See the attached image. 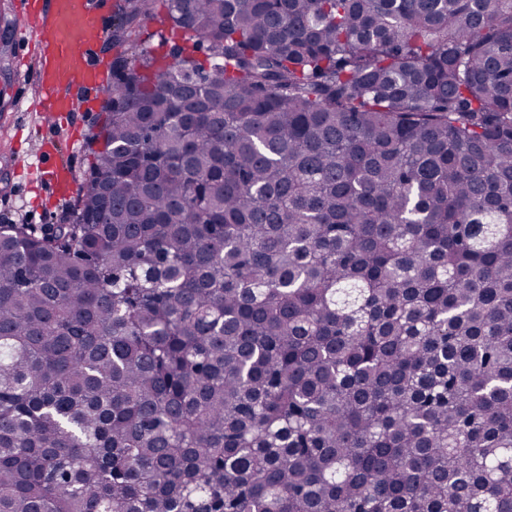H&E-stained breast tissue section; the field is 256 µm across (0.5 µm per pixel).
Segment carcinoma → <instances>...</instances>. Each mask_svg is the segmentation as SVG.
I'll list each match as a JSON object with an SVG mask.
<instances>
[{
    "label": "carcinoma",
    "mask_w": 512,
    "mask_h": 512,
    "mask_svg": "<svg viewBox=\"0 0 512 512\" xmlns=\"http://www.w3.org/2000/svg\"><path fill=\"white\" fill-rule=\"evenodd\" d=\"M108 41L70 222L0 224V512H512V0Z\"/></svg>",
    "instance_id": "1"
}]
</instances>
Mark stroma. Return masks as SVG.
Wrapping results in <instances>:
<instances>
[{
    "label": "stroma",
    "mask_w": 512,
    "mask_h": 512,
    "mask_svg": "<svg viewBox=\"0 0 512 512\" xmlns=\"http://www.w3.org/2000/svg\"><path fill=\"white\" fill-rule=\"evenodd\" d=\"M27 25L13 0H0V29H8L11 45L9 78L0 85V224L44 228L66 220L71 186L91 162L86 138L102 107L61 116L53 127L44 123L36 84L39 58L19 40Z\"/></svg>",
    "instance_id": "stroma-1"
}]
</instances>
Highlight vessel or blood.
<instances>
[{"mask_svg":"<svg viewBox=\"0 0 512 512\" xmlns=\"http://www.w3.org/2000/svg\"><path fill=\"white\" fill-rule=\"evenodd\" d=\"M103 0H15V9L34 21L29 43L40 52L36 80L55 113L90 106L106 87L99 57L107 16Z\"/></svg>","mask_w":512,"mask_h":512,"instance_id":"1","label":"vessel or blood"}]
</instances>
